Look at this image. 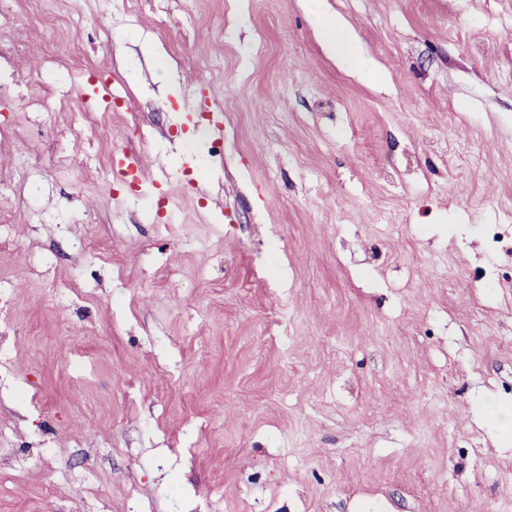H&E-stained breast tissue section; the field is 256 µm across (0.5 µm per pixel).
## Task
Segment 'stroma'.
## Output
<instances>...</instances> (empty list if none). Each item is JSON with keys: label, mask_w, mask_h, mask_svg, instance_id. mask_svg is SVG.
I'll return each instance as SVG.
<instances>
[{"label": "stroma", "mask_w": 512, "mask_h": 512, "mask_svg": "<svg viewBox=\"0 0 512 512\" xmlns=\"http://www.w3.org/2000/svg\"><path fill=\"white\" fill-rule=\"evenodd\" d=\"M487 401L512 0H0V512H512ZM321 32L324 40L336 55L362 63L351 35L337 18L324 16Z\"/></svg>", "instance_id": "1"}]
</instances>
